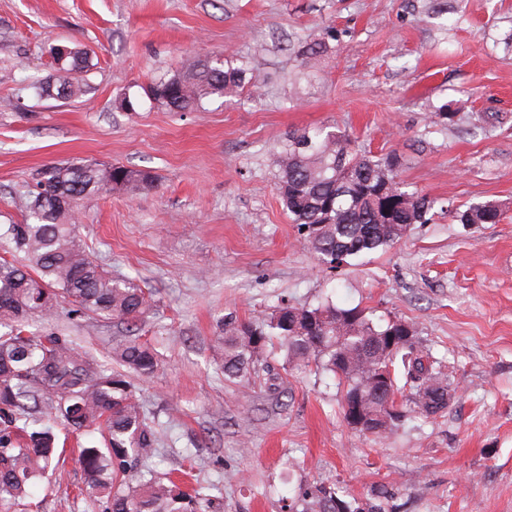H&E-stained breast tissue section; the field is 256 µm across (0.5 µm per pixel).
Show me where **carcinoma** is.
Wrapping results in <instances>:
<instances>
[{
  "label": "carcinoma",
  "mask_w": 512,
  "mask_h": 512,
  "mask_svg": "<svg viewBox=\"0 0 512 512\" xmlns=\"http://www.w3.org/2000/svg\"><path fill=\"white\" fill-rule=\"evenodd\" d=\"M54 82L33 86L41 97L78 98L87 92L77 74L93 67L80 48L66 57L50 48ZM255 86L247 69L223 58L189 57L180 70L144 88L153 102L170 112H186L206 99L222 98ZM279 200L296 224L302 245L329 268L360 255L383 250L414 224L427 222L435 201L407 189L399 180L398 160L377 157L356 146L351 136L323 127L288 138L277 153ZM103 170L85 160L52 165L27 200V219L0 233L4 252L22 256L0 259V512L28 497L49 470L56 468L52 428H29L35 415L59 421L73 433L102 431L104 447L83 448L78 463L85 492L105 502L106 512H210L215 499L185 489V482L160 477L148 466L156 429L146 416L129 376L101 368L96 359L62 333L36 335L29 318L53 317L68 300L77 310L126 325L128 335L112 343V359L129 372L150 376L155 353L134 338L138 322L152 305L151 294L130 279L112 276L92 257L77 234L74 204L106 190ZM112 182L121 190L148 189L149 171L112 166ZM461 224H497L502 212L492 203L474 204L456 213ZM403 320L376 324L365 310L276 307L260 326L230 315L215 336L224 378L249 381L266 369L263 355L277 341L286 365L296 371L330 372L344 394L358 389L363 409L375 427L365 436L382 437L400 419L380 416L401 396V407L429 419L456 399L454 381L416 334L389 344ZM384 369L390 389L378 391L375 375ZM302 512H361L331 488L305 493Z\"/></svg>",
  "instance_id": "cac0c4a2"
}]
</instances>
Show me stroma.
<instances>
[{"instance_id": "35a3bbf8", "label": "stroma", "mask_w": 512, "mask_h": 512, "mask_svg": "<svg viewBox=\"0 0 512 512\" xmlns=\"http://www.w3.org/2000/svg\"><path fill=\"white\" fill-rule=\"evenodd\" d=\"M313 40L327 49L295 81ZM54 45L90 50L83 98L30 89L53 74ZM215 55L259 72L262 95L192 112L144 96L183 58ZM322 124L398 156L400 179L439 205L393 247L334 270L300 244L277 195L280 145ZM72 159L156 178L77 212L98 263L154 295L139 336L159 368L132 382L157 425L159 473L203 487L220 512H286L316 485L364 508L386 487V512H512V0H0V225L23 221L42 169ZM485 202L500 223L448 214ZM328 296L414 326L459 390L443 417L410 414L365 438L332 376L291 374L281 394L262 377L225 381L220 316L259 322ZM29 329L76 336L107 365L126 333L65 307ZM56 434L62 461L16 512H105L81 493L76 454L101 432Z\"/></svg>"}]
</instances>
